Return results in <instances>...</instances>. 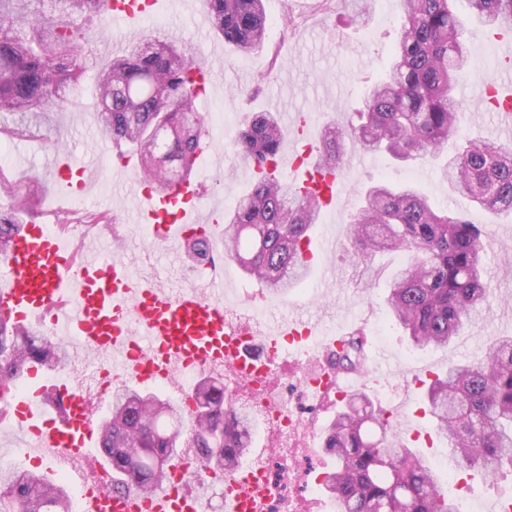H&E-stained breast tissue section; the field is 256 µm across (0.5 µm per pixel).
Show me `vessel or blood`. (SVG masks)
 <instances>
[{"label":"vessel or blood","mask_w":512,"mask_h":512,"mask_svg":"<svg viewBox=\"0 0 512 512\" xmlns=\"http://www.w3.org/2000/svg\"><path fill=\"white\" fill-rule=\"evenodd\" d=\"M151 7L150 0H110V17L124 24ZM107 160L104 153L80 160L59 151L48 158L59 186L71 193L82 190ZM277 166L321 208L335 206L344 192V178L320 167L311 139L294 141ZM112 174L137 201L138 221L152 229L158 244L188 240L196 231L223 242V228L200 221L204 189L197 180H181L160 196L148 178L131 175L126 167L113 168ZM223 295L220 288L205 292L180 281L159 286L156 277L135 273L128 263L81 250L50 224H25L0 260V313L18 326L49 316L53 335L95 354L98 369L114 384L145 391L171 385L181 370L209 373L226 365L241 378L257 379L295 352L308 351L315 323L281 318L246 337L233 326ZM356 387L346 373L323 384L321 408L335 407ZM7 416L25 432L21 455L49 477L102 443L87 396L64 379L45 381L38 366L27 368ZM98 465L111 473L113 487L84 491L83 512H204L198 484L208 472L199 458L171 457L154 490L127 487L124 472L113 468L109 456ZM251 474L241 465L224 471L223 512H257L262 489Z\"/></svg>","instance_id":"1"}]
</instances>
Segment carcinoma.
Listing matches in <instances>:
<instances>
[{"label": "carcinoma", "instance_id": "1", "mask_svg": "<svg viewBox=\"0 0 512 512\" xmlns=\"http://www.w3.org/2000/svg\"><path fill=\"white\" fill-rule=\"evenodd\" d=\"M35 0H0V115L65 112L77 104L81 81L92 67L83 53L88 21L102 27L106 0H40L58 10L51 25H40ZM456 0H402L390 68L374 82L355 122L325 129L322 166L344 173V137H355L371 152L400 161L437 160L443 176L480 209L512 212V144L466 140L459 132L456 88L471 67ZM482 24L512 32V0H467ZM224 43L250 52L264 45L263 0H207ZM199 61L185 48L152 35L112 57L98 75L97 116L103 133L137 159L155 192L192 176L201 144L208 137L204 114L192 96ZM31 124L0 122V140L24 139ZM285 129L274 112L252 115L233 144L258 178L224 215V261L258 278L276 295L306 278L301 248L316 223L318 209L309 196L268 172L276 162ZM0 191L18 206L29 191L9 183L0 171ZM349 241L357 262L403 251L407 261L393 274L387 313L415 350L446 348L466 322L490 302L485 269L488 225L432 206L409 183L376 181L350 213ZM20 228L0 211V252ZM365 359L358 334L347 338L338 356L343 370ZM63 362L57 340L41 330L20 328L0 313V401L30 366L49 371ZM195 436L180 440L181 411L155 396L123 389L112 399L102 423L105 452L129 473L131 485L161 483L169 456L191 448L205 466L224 471L250 445L252 423L224 407V387L203 380ZM436 429L458 454L460 467L489 478L512 466V336H496L481 357L448 366L430 381L425 394ZM324 448L336 461L325 492L336 512H458L437 472L396 439L391 419L375 411L364 392L343 400L329 423ZM0 512H70L62 484L32 472L0 484Z\"/></svg>", "mask_w": 512, "mask_h": 512}]
</instances>
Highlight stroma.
I'll list each match as a JSON object with an SVG mask.
<instances>
[{
	"label": "stroma",
	"instance_id": "stroma-1",
	"mask_svg": "<svg viewBox=\"0 0 512 512\" xmlns=\"http://www.w3.org/2000/svg\"><path fill=\"white\" fill-rule=\"evenodd\" d=\"M264 5L268 19L266 43L247 54L234 52L225 44L213 26L206 0L181 12L159 0L153 12L132 22L139 33L151 32L163 38L169 29H178L180 46L199 61H208L214 51L224 56L222 66L216 69L214 91L197 102L199 112H207L212 103L218 102L233 117L232 128L223 137H210L209 152L201 154L196 163V178L206 189L201 217L212 224L223 222L225 211L253 185L231 144L252 113L271 110L289 114L295 123L303 124L305 133L316 137L327 121L345 126L361 106L365 87L388 68L402 13L400 0H371L370 14L363 21L355 19L347 0H264ZM465 41L474 62L457 90L462 109L459 129L470 138L496 140L500 137L498 114L484 101L485 87L502 71L512 70V57L495 53L496 37L480 24L468 27ZM263 71L269 77L263 85H256L255 79ZM94 97L95 78L90 75L83 84L78 107L50 113L33 137L0 140V153L7 158L5 175L15 184L30 185L35 190L21 221L53 224L63 216L71 224L95 221L114 225L116 233L106 232L95 239L96 247L107 259L125 260L145 275L197 285L202 266L188 259L184 244L160 249L147 235L132 242L127 230L136 224L134 203L118 187L100 190V181L94 178L85 193L64 196L57 192L55 178L44 166L53 143H61L82 156L96 154L104 142L96 123ZM344 162L347 198L334 211L320 215L314 227L315 232L334 239L335 244L311 268L309 277L288 294L275 296L260 292L255 280L230 263L224 267V285L261 296L269 321L290 314L292 303L297 302L323 330L347 325L367 327L377 318L386 317V290L393 271L406 256L389 253L367 266L350 257L347 222L365 186L379 178L395 185L409 182L418 186L436 208L459 211L475 223L489 225L494 244L487 250L486 271L493 297L455 347L429 348L412 363H404L403 356L410 347L401 329L394 325L389 327L388 340L382 345L387 355L383 377L396 383L398 397L404 402L401 414L393 418L395 433L432 462L440 459L442 443L431 418L424 414L425 389L415 384L414 378L423 370L440 372L449 362L473 358L492 337L512 335V216L480 211L443 178L438 167L427 163L401 162L383 153L368 152L351 139L344 145Z\"/></svg>",
	"mask_w": 512,
	"mask_h": 512
}]
</instances>
